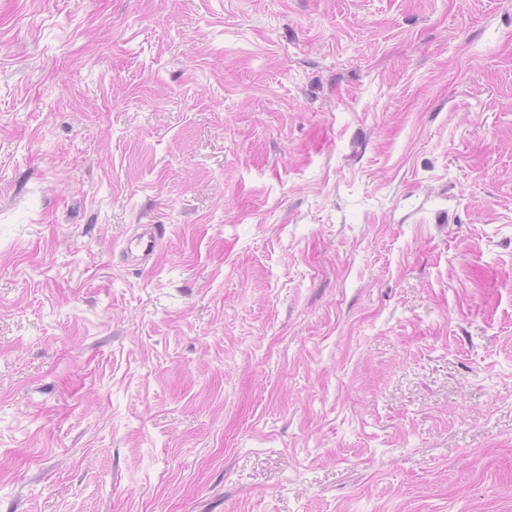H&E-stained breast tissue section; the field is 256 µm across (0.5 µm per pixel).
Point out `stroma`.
I'll return each instance as SVG.
<instances>
[{"label": "stroma", "mask_w": 512, "mask_h": 512, "mask_svg": "<svg viewBox=\"0 0 512 512\" xmlns=\"http://www.w3.org/2000/svg\"><path fill=\"white\" fill-rule=\"evenodd\" d=\"M0 512H512V0H0Z\"/></svg>", "instance_id": "obj_1"}]
</instances>
